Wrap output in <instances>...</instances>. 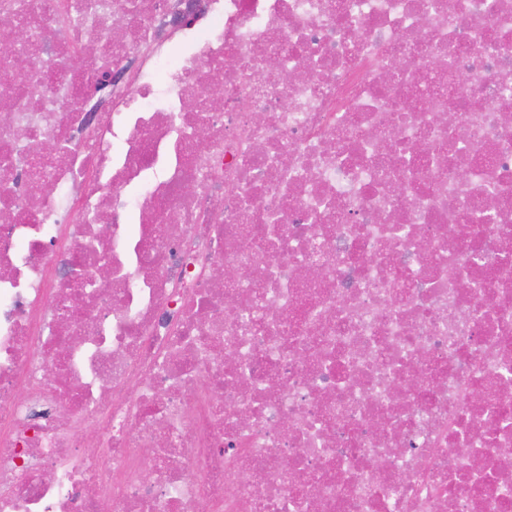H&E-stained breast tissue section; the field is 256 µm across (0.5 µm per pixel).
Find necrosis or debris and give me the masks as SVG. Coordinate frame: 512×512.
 Wrapping results in <instances>:
<instances>
[{
    "label": "necrosis or debris",
    "instance_id": "1",
    "mask_svg": "<svg viewBox=\"0 0 512 512\" xmlns=\"http://www.w3.org/2000/svg\"><path fill=\"white\" fill-rule=\"evenodd\" d=\"M0 16V512H512V0Z\"/></svg>",
    "mask_w": 512,
    "mask_h": 512
}]
</instances>
